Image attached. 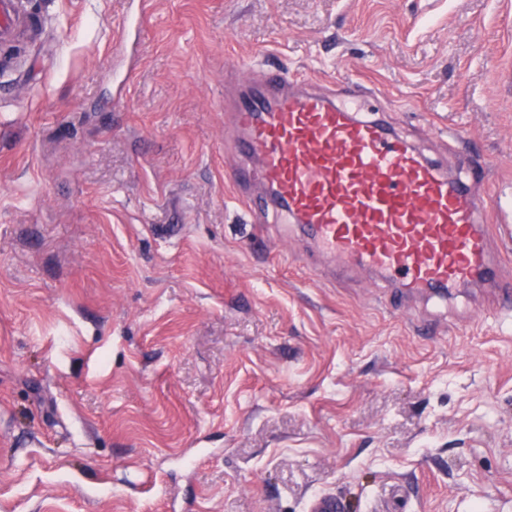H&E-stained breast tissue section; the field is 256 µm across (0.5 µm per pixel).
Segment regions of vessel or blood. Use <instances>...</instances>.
Here are the masks:
<instances>
[{
    "instance_id": "obj_1",
    "label": "vessel or blood",
    "mask_w": 512,
    "mask_h": 512,
    "mask_svg": "<svg viewBox=\"0 0 512 512\" xmlns=\"http://www.w3.org/2000/svg\"><path fill=\"white\" fill-rule=\"evenodd\" d=\"M295 83L259 65L228 109L243 159L224 175L248 210L299 225L332 258L356 260L411 292L441 298L478 283L502 289L512 311L487 222L492 204L470 186L484 170L448 180L383 115L355 110L360 89L346 88L340 102L295 92Z\"/></svg>"
}]
</instances>
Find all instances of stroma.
Returning <instances> with one entry per match:
<instances>
[{"instance_id": "1", "label": "stroma", "mask_w": 512, "mask_h": 512, "mask_svg": "<svg viewBox=\"0 0 512 512\" xmlns=\"http://www.w3.org/2000/svg\"><path fill=\"white\" fill-rule=\"evenodd\" d=\"M0 512H512V316L276 237L224 65L380 91L512 228V0H11Z\"/></svg>"}]
</instances>
